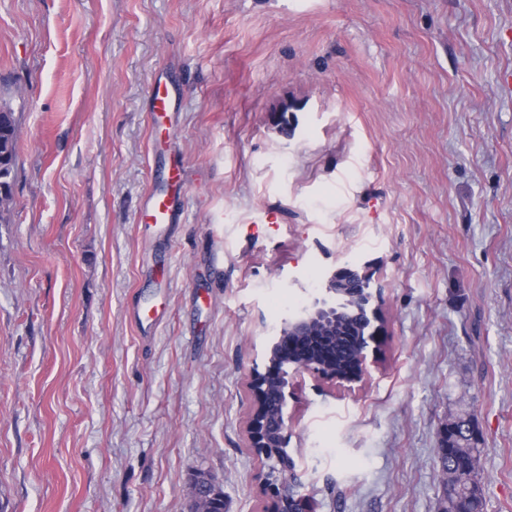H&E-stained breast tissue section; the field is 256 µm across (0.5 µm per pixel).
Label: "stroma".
I'll return each mask as SVG.
<instances>
[{
  "label": "stroma",
  "mask_w": 512,
  "mask_h": 512,
  "mask_svg": "<svg viewBox=\"0 0 512 512\" xmlns=\"http://www.w3.org/2000/svg\"><path fill=\"white\" fill-rule=\"evenodd\" d=\"M0 102V512H191L204 475L275 512L248 384L355 259L386 332L355 391L293 377L299 495L439 512L468 415L483 512H512V0H0ZM17 124L15 112L6 103L0 106V212L11 201L17 161ZM4 191V195L1 193ZM166 190L152 193L144 202L141 215L143 225L170 224L182 206L183 186L178 172L169 173Z\"/></svg>",
  "instance_id": "35a3bbf8"
}]
</instances>
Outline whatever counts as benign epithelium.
Listing matches in <instances>:
<instances>
[{
  "instance_id": "1",
  "label": "benign epithelium",
  "mask_w": 512,
  "mask_h": 512,
  "mask_svg": "<svg viewBox=\"0 0 512 512\" xmlns=\"http://www.w3.org/2000/svg\"><path fill=\"white\" fill-rule=\"evenodd\" d=\"M381 284L371 265L347 264L325 275L323 287L299 312L284 319L263 355L276 368L254 372L249 390V447L265 461L266 486L276 512H310L296 492L295 462L288 453V417L272 411L265 390L275 382L287 405L291 375L310 372L347 386L362 383L367 371V339L384 334L379 317ZM196 512H224L214 481L202 478L195 491Z\"/></svg>"
}]
</instances>
